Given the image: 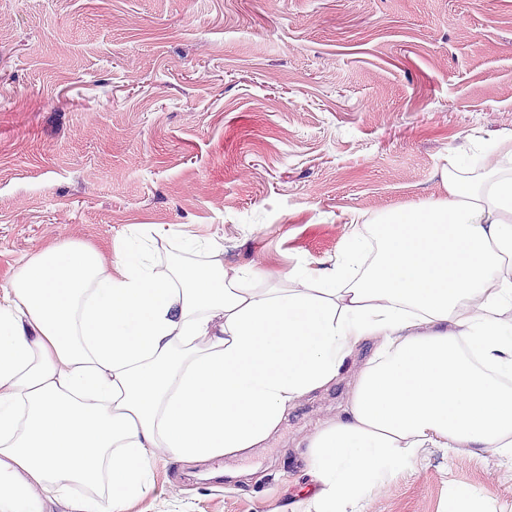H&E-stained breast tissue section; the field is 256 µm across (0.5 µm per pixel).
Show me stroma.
Masks as SVG:
<instances>
[{"label": "stroma", "instance_id": "1", "mask_svg": "<svg viewBox=\"0 0 512 512\" xmlns=\"http://www.w3.org/2000/svg\"><path fill=\"white\" fill-rule=\"evenodd\" d=\"M511 137L512 0H0V284L57 242L107 257L169 224L158 270L195 238L283 286L366 221L445 199L450 156ZM374 349L266 447L159 459L130 512H305L302 442ZM365 508L512 512V468L435 448Z\"/></svg>", "mask_w": 512, "mask_h": 512}]
</instances>
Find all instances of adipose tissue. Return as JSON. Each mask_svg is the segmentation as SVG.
Listing matches in <instances>:
<instances>
[{
  "mask_svg": "<svg viewBox=\"0 0 512 512\" xmlns=\"http://www.w3.org/2000/svg\"><path fill=\"white\" fill-rule=\"evenodd\" d=\"M468 168L449 158L447 199L376 218L288 288L247 287L264 270L191 240L205 262L156 271L144 244L161 224L107 261L70 241L31 255L0 286V512H43L74 484L78 512H126L159 453L262 447L373 336L343 413L309 441L315 512H360L433 448L512 465V171Z\"/></svg>",
  "mask_w": 512,
  "mask_h": 512,
  "instance_id": "1",
  "label": "adipose tissue"
}]
</instances>
